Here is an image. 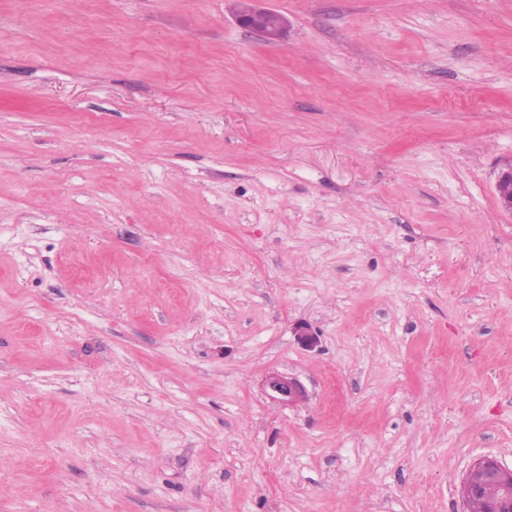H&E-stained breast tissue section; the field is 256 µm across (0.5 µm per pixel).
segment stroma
Returning a JSON list of instances; mask_svg holds the SVG:
<instances>
[{"label":"stroma","instance_id":"stroma-1","mask_svg":"<svg viewBox=\"0 0 512 512\" xmlns=\"http://www.w3.org/2000/svg\"><path fill=\"white\" fill-rule=\"evenodd\" d=\"M263 5L280 42L0 0V512H464L512 470V0ZM494 192L500 205L512 211V164L501 170L494 183ZM264 388L272 399L285 405H293L305 398V390L299 381L277 373L266 377ZM492 468L500 471L501 473H511L508 470L502 468L499 463L492 459H483L476 462L467 472L466 476L463 479L461 494L462 498L465 502H468L469 499L478 494L481 490V483L479 480L473 478V474L480 469Z\"/></svg>","mask_w":512,"mask_h":512}]
</instances>
